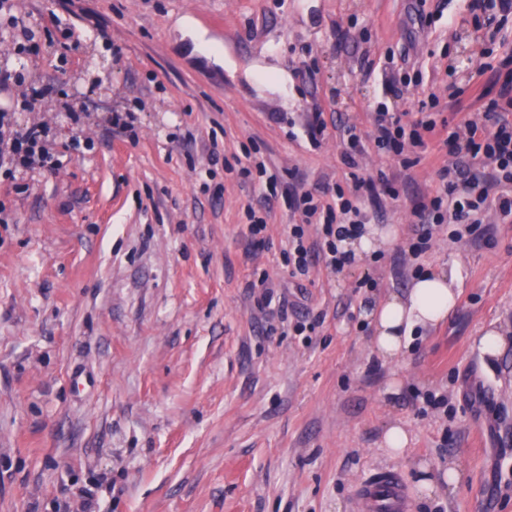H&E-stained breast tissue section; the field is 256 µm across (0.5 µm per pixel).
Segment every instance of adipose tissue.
I'll return each instance as SVG.
<instances>
[{"instance_id": "1", "label": "adipose tissue", "mask_w": 512, "mask_h": 512, "mask_svg": "<svg viewBox=\"0 0 512 512\" xmlns=\"http://www.w3.org/2000/svg\"><path fill=\"white\" fill-rule=\"evenodd\" d=\"M456 266L428 269L415 277L406 295H395L366 310L375 333L373 346L380 357L401 354L414 331L445 320L458 301Z\"/></svg>"}]
</instances>
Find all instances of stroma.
Masks as SVG:
<instances>
[{"instance_id": "1", "label": "stroma", "mask_w": 512, "mask_h": 512, "mask_svg": "<svg viewBox=\"0 0 512 512\" xmlns=\"http://www.w3.org/2000/svg\"><path fill=\"white\" fill-rule=\"evenodd\" d=\"M411 3L16 0L35 39L18 60L0 24V70L25 77L0 107L57 85L16 117L50 126L59 164L0 173V512H81L88 491L100 512H360L381 472L409 512H512V221L488 212L483 242L441 229L413 255L412 208L446 156L406 169L373 143L376 112L426 93L450 123L477 119L498 93L477 67L512 75V13L489 29L475 0H426L419 33ZM114 112L131 127L111 131ZM250 154L273 183L240 176ZM381 170L397 195L360 207L395 241L292 277L294 196ZM263 203L259 246L246 210ZM453 261L454 312L380 358L363 310ZM268 291L288 317L262 308ZM490 325L506 339L493 360ZM390 424L410 435L404 456L382 445ZM422 463L455 465V491L424 497Z\"/></svg>"}]
</instances>
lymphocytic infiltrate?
<instances>
[{
    "label": "lymphocytic infiltrate",
    "mask_w": 512,
    "mask_h": 512,
    "mask_svg": "<svg viewBox=\"0 0 512 512\" xmlns=\"http://www.w3.org/2000/svg\"><path fill=\"white\" fill-rule=\"evenodd\" d=\"M438 103L436 95L419 101L412 124H403L396 112L377 115L375 145L381 150L403 153L405 147L427 150L429 140H437L448 153V163L440 169L441 184L428 203L414 211L418 237L414 253L424 252L432 238V230L441 224H461L476 233L483 215L496 209L501 217L512 218V82L504 85L497 99L490 101L480 118L465 128L438 124L431 110ZM55 164L49 129L43 124L18 125L13 113L0 108V168L6 174L14 171L51 167ZM385 173L354 181L351 193L336 190L331 199L315 201L305 194L304 224L320 226L324 243L319 249L303 243L304 224L294 225L295 242L288 262L293 274H306L312 261L324 262L336 271L353 264L352 252L343 250L342 241L351 237L364 216L353 198L372 194L377 185L388 184Z\"/></svg>",
    "instance_id": "1"
}]
</instances>
